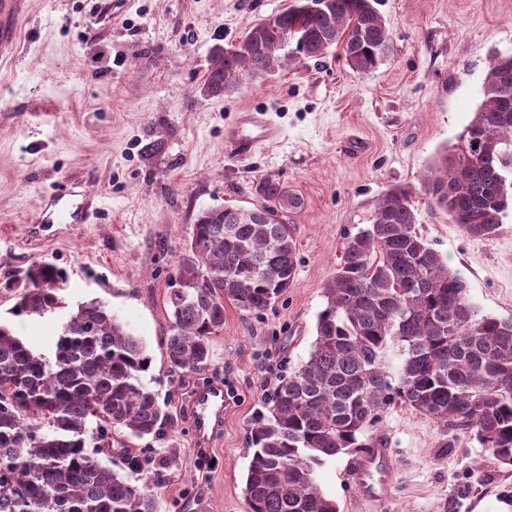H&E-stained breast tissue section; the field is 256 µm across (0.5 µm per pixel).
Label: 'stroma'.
Listing matches in <instances>:
<instances>
[{
  "instance_id": "35a3bbf8",
  "label": "stroma",
  "mask_w": 512,
  "mask_h": 512,
  "mask_svg": "<svg viewBox=\"0 0 512 512\" xmlns=\"http://www.w3.org/2000/svg\"><path fill=\"white\" fill-rule=\"evenodd\" d=\"M0 23V321L50 353L70 309L96 298L146 345L143 380L174 421L137 441L160 473L162 512H246L249 431L264 396L306 361L323 290L343 243L371 224L390 188L409 186L417 228L468 285L484 314L512 317V212L488 238L467 235L426 191L482 98L493 55L512 56V0H379L391 53L353 72L330 50L220 97L202 93L215 47H230L293 0H16ZM263 113L280 135L237 153L226 136L237 113ZM268 179L298 195L296 277L275 306L244 316L224 308L202 374L167 369L166 303L178 256L197 215L252 207ZM67 188L86 202L81 224L47 208ZM63 271L67 310L16 318L5 285L34 264ZM223 382L229 406L207 455H198L179 407L191 388ZM393 449L391 499L350 486V455L315 471L339 512H475L484 499L512 503V468L492 463L469 433L401 403L367 429ZM173 455L178 463L154 470Z\"/></svg>"
}]
</instances>
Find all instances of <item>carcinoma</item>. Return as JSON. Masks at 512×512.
Segmentation results:
<instances>
[{"label":"carcinoma","mask_w":512,"mask_h":512,"mask_svg":"<svg viewBox=\"0 0 512 512\" xmlns=\"http://www.w3.org/2000/svg\"><path fill=\"white\" fill-rule=\"evenodd\" d=\"M307 0L263 19L245 39L215 50L205 84L222 96L294 55L341 48L354 71L375 70L390 51L377 0ZM295 41V54L286 52ZM427 191L464 232L488 238L512 209V56L489 63L482 99ZM264 203L202 210L181 255L170 307L166 362L173 374L211 363L224 302L265 311L292 284L295 226L284 216L302 200L269 180ZM412 192L395 186L372 223L348 238L325 288L308 359L266 399L250 429L243 494L248 512H338L318 487L327 458L370 443L368 425L400 401L444 426L473 433L497 463L512 467V319L482 314L468 286L419 234ZM11 314L42 317L65 304L63 275L36 264ZM399 359L397 379L387 371ZM151 358L140 337L100 300L70 314L52 357L0 323V512H160L157 493L135 486L98 455L112 435L155 437L173 416L141 380Z\"/></svg>","instance_id":"cac0c4a2"}]
</instances>
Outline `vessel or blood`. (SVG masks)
Segmentation results:
<instances>
[{"label": "vessel or blood", "instance_id": "obj_1", "mask_svg": "<svg viewBox=\"0 0 512 512\" xmlns=\"http://www.w3.org/2000/svg\"><path fill=\"white\" fill-rule=\"evenodd\" d=\"M277 130L262 114L242 112L228 134L231 146L241 153L252 150L257 142L275 138ZM227 400L219 382L194 387L185 403L193 431L194 446L207 452L224 425ZM396 463L392 451L383 439H373L362 449L351 466L352 483L363 497L382 500L390 496L394 485Z\"/></svg>", "mask_w": 512, "mask_h": 512}]
</instances>
